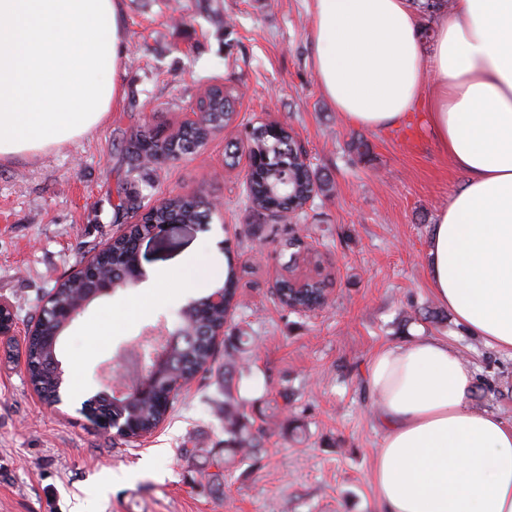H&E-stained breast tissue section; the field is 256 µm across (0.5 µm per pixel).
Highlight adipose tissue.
<instances>
[{"label":"adipose tissue","mask_w":512,"mask_h":512,"mask_svg":"<svg viewBox=\"0 0 512 512\" xmlns=\"http://www.w3.org/2000/svg\"><path fill=\"white\" fill-rule=\"evenodd\" d=\"M312 58L351 125L424 113L466 175L432 224L431 292L512 355V0H454L430 43L411 0H313ZM123 0H0V161L67 145L123 99ZM368 384L384 430L385 512H512V424L471 407L474 369L448 341L382 348Z\"/></svg>","instance_id":"1"}]
</instances>
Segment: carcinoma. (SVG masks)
Returning a JSON list of instances; mask_svg holds the SVG:
<instances>
[{"mask_svg":"<svg viewBox=\"0 0 512 512\" xmlns=\"http://www.w3.org/2000/svg\"><path fill=\"white\" fill-rule=\"evenodd\" d=\"M227 96L216 90L209 99V111L203 113L198 122L175 133L160 129L137 130L124 140L122 159L128 170L151 172L153 166L177 161L194 153L207 143L210 137L226 128L232 120ZM252 142L258 150L260 160L253 163L252 181L248 198L251 209L258 215L276 214L288 209L285 198H274L267 194L266 185L284 175L297 188V196L316 192L318 184L310 171L294 163L298 148L286 127L271 135L264 126L253 128ZM118 203L115 216L120 218L135 215L142 208V196L126 182L116 186ZM212 200L197 194L176 195L162 200L149 210L145 223L130 224L127 230L112 239V244L102 248L96 256L92 277H72L61 283L53 293L48 309L38 315L39 335L26 340L25 354L29 377L34 388L51 402L59 401L57 365L61 363V341L68 327L62 325L57 311L67 307L75 308L85 299L96 281L109 280L117 290L133 287L138 277L135 262L134 243L148 223L167 224L177 220L182 224H208L212 219ZM239 283L237 269L228 265L224 274V299L234 300ZM277 295L285 307L290 302H311L319 295V289L312 288L298 296L292 292L288 281L277 286ZM227 323V310L213 306L208 297L201 296L182 307L175 321L166 327V334L155 337L139 336L135 344L164 353V362L157 371L148 391L133 395L127 401L113 405L107 395L97 394L89 399L96 410L104 415L119 417L124 423H133L139 432H149L164 419L169 394L168 380L175 373L189 382L198 375L211 371L216 350V333ZM242 337H224V378L218 388L217 406L224 415V460L215 462L219 471L210 474L213 484L219 482L223 471L229 470L236 461L255 457L263 447L265 429L254 428V421L243 411L240 395V377L237 370L236 354L244 352Z\"/></svg>","mask_w":512,"mask_h":512,"instance_id":"1","label":"carcinoma"}]
</instances>
